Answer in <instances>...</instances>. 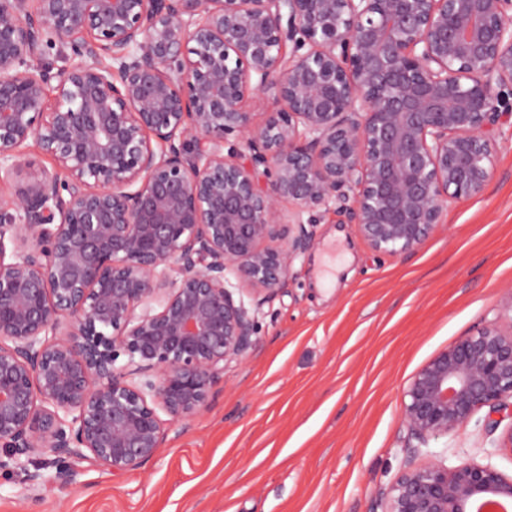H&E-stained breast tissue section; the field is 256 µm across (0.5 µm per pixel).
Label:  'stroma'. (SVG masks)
Returning <instances> with one entry per match:
<instances>
[{
  "label": "stroma",
  "instance_id": "obj_1",
  "mask_svg": "<svg viewBox=\"0 0 512 512\" xmlns=\"http://www.w3.org/2000/svg\"><path fill=\"white\" fill-rule=\"evenodd\" d=\"M313 245L258 313L254 348L228 366L207 410L164 420L155 458L115 478L73 462L64 489L44 469L30 489L0 476V512H379L413 447L401 417L413 375L439 351L498 320L512 290V123L500 126L492 178L449 205L409 254L375 251L334 211L315 213ZM512 411L481 409L431 441L512 476L498 443Z\"/></svg>",
  "mask_w": 512,
  "mask_h": 512
}]
</instances>
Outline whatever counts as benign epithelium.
Masks as SVG:
<instances>
[{"label": "benign epithelium", "mask_w": 512, "mask_h": 512, "mask_svg": "<svg viewBox=\"0 0 512 512\" xmlns=\"http://www.w3.org/2000/svg\"><path fill=\"white\" fill-rule=\"evenodd\" d=\"M511 117L512 0H0V474L139 469L158 410L191 421L254 347L241 291L287 285L303 213L411 253L485 190ZM510 401L512 332L437 353L404 390L419 446L382 512L511 505L489 461L414 462Z\"/></svg>", "instance_id": "benign-epithelium-1"}]
</instances>
